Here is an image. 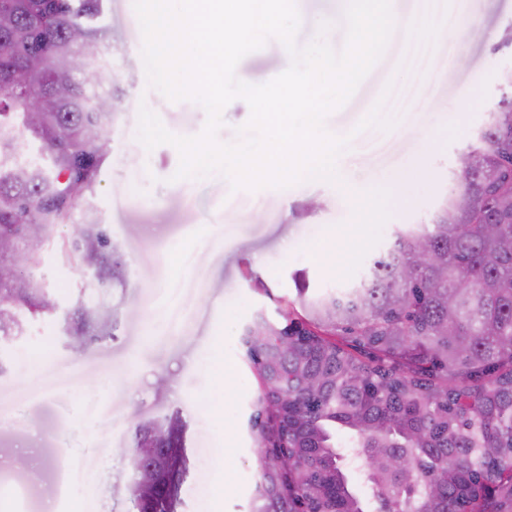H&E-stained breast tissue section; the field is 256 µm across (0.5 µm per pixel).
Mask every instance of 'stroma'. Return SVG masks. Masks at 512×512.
<instances>
[{
    "label": "stroma",
    "mask_w": 512,
    "mask_h": 512,
    "mask_svg": "<svg viewBox=\"0 0 512 512\" xmlns=\"http://www.w3.org/2000/svg\"><path fill=\"white\" fill-rule=\"evenodd\" d=\"M391 4L395 26L384 54L325 122L349 140L338 182L249 190L218 173L175 180L177 149L140 142V106L181 136L199 135L206 111L149 85L133 0H103L111 151L73 214L96 211L120 269L110 286L90 287L80 256L57 247L71 225L52 231L40 275L58 308L26 335L0 339V489L18 492L0 512H136L133 431L176 411L187 423L189 456L179 512H201L203 485L214 512H250L260 459L247 421L262 387L242 343L245 326L261 313L278 316L300 287L322 294L359 282L395 228L424 219L455 186L459 157L512 72V48L497 46L512 25V0H466L450 27L420 41L428 54L421 74L404 56L418 42L424 2ZM289 65L272 37L239 62L236 76L259 85ZM403 86L415 88L422 111H373ZM427 131L434 138L425 147ZM384 182L394 183V198L353 203L351 192ZM346 224L357 234L324 245L327 229ZM82 295L110 310L112 335L76 353L64 318ZM174 298L186 312L177 325L168 319ZM68 462L80 464L81 477L65 478Z\"/></svg>",
    "instance_id": "1"
}]
</instances>
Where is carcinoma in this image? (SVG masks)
<instances>
[{"instance_id":"obj_1","label":"carcinoma","mask_w":512,"mask_h":512,"mask_svg":"<svg viewBox=\"0 0 512 512\" xmlns=\"http://www.w3.org/2000/svg\"><path fill=\"white\" fill-rule=\"evenodd\" d=\"M102 0H0V238L22 265L0 281V337L56 311L38 270L50 232L71 219L107 157L96 23ZM465 150L468 167L428 220L396 228L359 283L332 294L299 291V339L261 363L281 323L265 320L246 353L255 375L277 376L264 394L288 415V471L262 466L250 512H288L294 489L313 512H367L350 475L366 470L375 495L402 512H477L475 472L512 466V79ZM36 97L42 111L21 108ZM431 258L419 260L423 248ZM112 284L109 233L85 211L59 245ZM65 334L91 343L112 335L111 314L79 299ZM380 394L367 404L363 386ZM176 478L161 452L144 512H178L188 467L182 416ZM350 434V447L336 443ZM512 512V486H498Z\"/></svg>"}]
</instances>
